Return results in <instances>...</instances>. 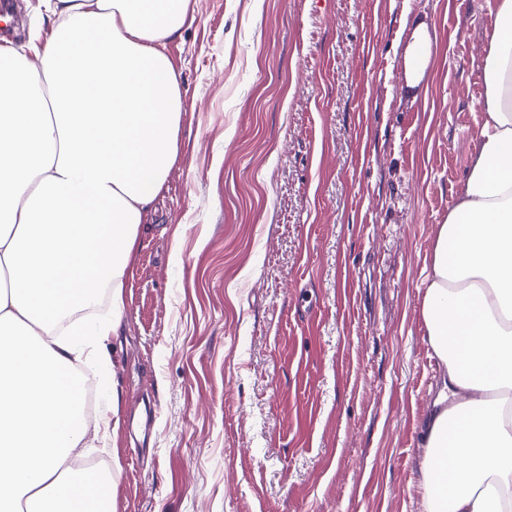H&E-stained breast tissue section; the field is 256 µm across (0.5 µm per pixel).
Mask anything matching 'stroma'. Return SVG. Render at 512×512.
<instances>
[{
    "instance_id": "1",
    "label": "stroma",
    "mask_w": 512,
    "mask_h": 512,
    "mask_svg": "<svg viewBox=\"0 0 512 512\" xmlns=\"http://www.w3.org/2000/svg\"><path fill=\"white\" fill-rule=\"evenodd\" d=\"M22 49L39 0H13ZM181 153L109 350L111 512H424L420 315L482 123L497 0H191ZM437 54L408 101L405 18Z\"/></svg>"
}]
</instances>
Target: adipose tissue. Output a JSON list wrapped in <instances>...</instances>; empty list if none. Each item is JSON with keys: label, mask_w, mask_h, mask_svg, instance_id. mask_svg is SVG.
<instances>
[{"label": "adipose tissue", "mask_w": 512, "mask_h": 512, "mask_svg": "<svg viewBox=\"0 0 512 512\" xmlns=\"http://www.w3.org/2000/svg\"><path fill=\"white\" fill-rule=\"evenodd\" d=\"M47 29L0 47V512H99L109 486L70 460L108 433L123 288L180 152L183 95L163 52L190 0H41ZM39 66H32V59ZM483 123L439 225L421 304L442 367L421 430L425 512H512V0H498ZM112 317L74 319L102 291Z\"/></svg>", "instance_id": "obj_1"}]
</instances>
